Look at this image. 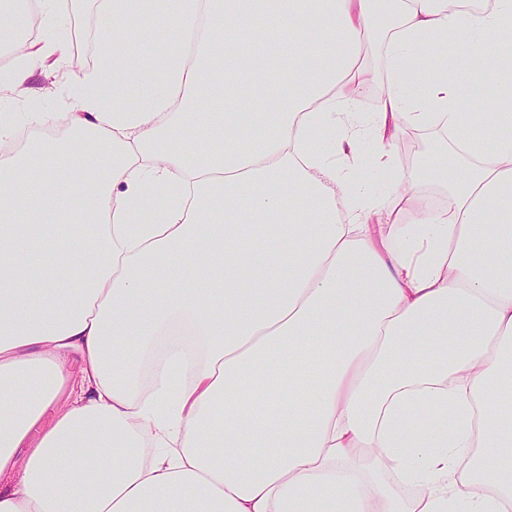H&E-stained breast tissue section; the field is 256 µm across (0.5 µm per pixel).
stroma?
Returning a JSON list of instances; mask_svg holds the SVG:
<instances>
[{
  "label": "stroma",
  "instance_id": "obj_1",
  "mask_svg": "<svg viewBox=\"0 0 512 512\" xmlns=\"http://www.w3.org/2000/svg\"><path fill=\"white\" fill-rule=\"evenodd\" d=\"M57 11L59 32L68 48L84 43L87 56L83 63L76 65L71 59L62 60L58 55H49L29 78L28 93L0 101V119L11 122L15 127L14 137L0 144L2 151H21L35 140L63 134L69 122L67 93L70 78L77 72H89L95 66L99 50L96 0H59ZM384 28V21H377L363 51L364 77L361 85L364 92L355 96L352 113L353 119L358 122L376 111L380 95L389 79L382 38ZM42 112L53 113L54 122L42 125L37 119ZM356 151L358 163L354 175L365 195L393 199L394 182L400 179L412 188L416 197L447 204L446 182L438 176L420 178V163L408 164L396 160V171L392 174L376 167L372 158L377 151V144L372 135H363L356 144Z\"/></svg>",
  "mask_w": 512,
  "mask_h": 512
}]
</instances>
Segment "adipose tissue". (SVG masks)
I'll use <instances>...</instances> for the list:
<instances>
[{
	"label": "adipose tissue",
	"instance_id": "1",
	"mask_svg": "<svg viewBox=\"0 0 512 512\" xmlns=\"http://www.w3.org/2000/svg\"><path fill=\"white\" fill-rule=\"evenodd\" d=\"M55 2L24 41L0 0L21 58L0 91L64 53ZM379 2L100 0L68 132L0 154V512H512V0H389L390 81L360 128ZM432 42L478 81L495 58L492 110L416 65ZM409 123L459 161L447 209L391 238L398 210L316 139L345 154L369 131L391 172ZM408 128L416 129L421 134L419 140L422 145L421 154L426 158L437 154L452 155L450 151L452 147L448 143V132L440 126L401 125L394 144L402 138Z\"/></svg>",
	"mask_w": 512,
	"mask_h": 512
}]
</instances>
